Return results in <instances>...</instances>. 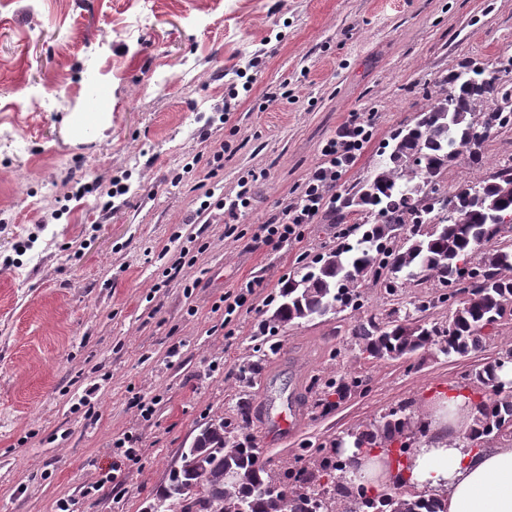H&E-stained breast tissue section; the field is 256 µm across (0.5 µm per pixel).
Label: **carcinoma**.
Returning a JSON list of instances; mask_svg holds the SVG:
<instances>
[{"instance_id":"carcinoma-1","label":"carcinoma","mask_w":512,"mask_h":512,"mask_svg":"<svg viewBox=\"0 0 512 512\" xmlns=\"http://www.w3.org/2000/svg\"><path fill=\"white\" fill-rule=\"evenodd\" d=\"M512 73V57L498 70L469 62L461 70L437 81L439 90L428 97L414 125L397 130L385 144L373 171L347 187L331 189L333 221L342 224L355 217L360 231L356 244H342L325 257L306 263L288 276L280 303L269 316L277 326L309 322L357 307L355 289L370 280L386 292L397 291V280L436 281L448 285L460 277L458 263L473 264L472 298L457 303L448 324L426 323L394 310L386 320H362L353 336L372 359L396 358L433 347L445 356H466L484 346L485 329L512 312V222L495 223L496 214H512V165L492 175L467 181L448 191V166L465 157L473 167L485 164V143L505 125L499 122L500 93L504 77ZM423 162L415 163L416 155ZM453 198V216L445 215L441 202ZM389 215L379 220V209ZM499 360L479 364L456 390H471L473 427L467 438L478 445L490 439L512 437V386L498 381V371L512 363V348L498 353ZM363 380L342 377L311 379L342 401ZM404 404L383 416L379 424L351 434L357 448H380L425 433L424 425L411 421ZM241 424L220 415L210 419L193 443L181 450L156 494L151 512H335L336 498L345 501L344 512H444L435 493L407 491V482L370 498L337 480L342 464L325 446L304 448L295 458L298 477L289 483L273 474L242 433L247 423L246 402L237 406Z\"/></svg>"}]
</instances>
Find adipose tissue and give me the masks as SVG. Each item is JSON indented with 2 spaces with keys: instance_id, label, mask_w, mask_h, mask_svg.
<instances>
[{
  "instance_id": "1",
  "label": "adipose tissue",
  "mask_w": 512,
  "mask_h": 512,
  "mask_svg": "<svg viewBox=\"0 0 512 512\" xmlns=\"http://www.w3.org/2000/svg\"><path fill=\"white\" fill-rule=\"evenodd\" d=\"M432 404L429 441L411 455L409 483L442 492L445 512H512V447H469L464 436L473 408L467 398L451 392Z\"/></svg>"
}]
</instances>
